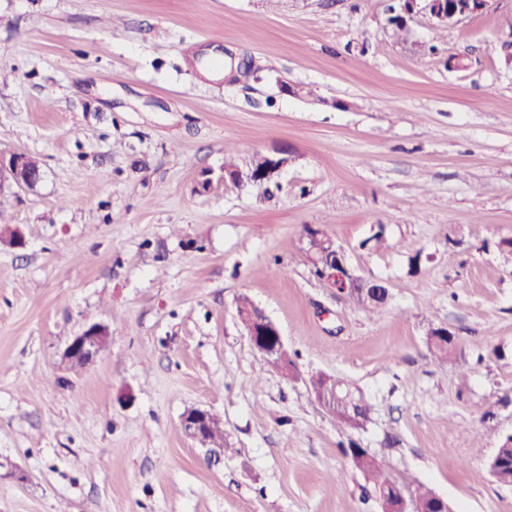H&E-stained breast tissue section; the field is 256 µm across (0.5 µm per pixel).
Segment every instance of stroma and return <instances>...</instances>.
Here are the masks:
<instances>
[{"mask_svg": "<svg viewBox=\"0 0 512 512\" xmlns=\"http://www.w3.org/2000/svg\"><path fill=\"white\" fill-rule=\"evenodd\" d=\"M396 3L0 0V149L41 163L0 188L26 240L0 245V512H380L352 443L455 512H512L487 466L512 434V0L399 37ZM258 155L288 160L271 192L224 184ZM309 226L387 285L380 313L313 275ZM93 323L109 350L66 369ZM320 373L371 402L363 428L316 402ZM190 407L223 421L221 458ZM239 316L245 326L252 346L264 358L288 357L281 331L275 323L263 314L262 317H255L246 313ZM434 329L428 333V348L433 356L439 360H450L457 355L455 337L448 331V336H433ZM213 418L211 412L193 407L183 413L180 419V426L189 438L203 446H208L205 434Z\"/></svg>", "mask_w": 512, "mask_h": 512, "instance_id": "obj_1", "label": "stroma"}]
</instances>
